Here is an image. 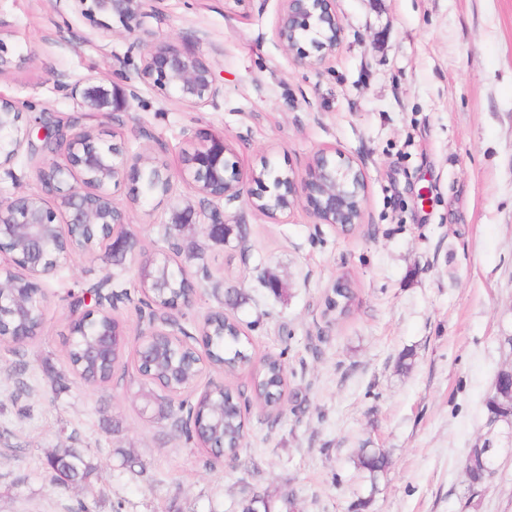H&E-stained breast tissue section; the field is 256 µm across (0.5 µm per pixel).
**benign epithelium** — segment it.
<instances>
[{
	"label": "benign epithelium",
	"instance_id": "obj_1",
	"mask_svg": "<svg viewBox=\"0 0 512 512\" xmlns=\"http://www.w3.org/2000/svg\"><path fill=\"white\" fill-rule=\"evenodd\" d=\"M80 11L89 16H116L135 22L141 28L151 17V0H73ZM343 34V24L336 13L335 0H280L275 26L278 42L288 51H298L301 63L316 67L336 53ZM310 43L312 51L301 48ZM139 83L161 91L187 107L201 109L217 105L224 96L213 66L203 54H188L166 42L143 45ZM86 99L112 105V111L124 112L130 101L138 98V87L90 83L80 90ZM21 113L13 103L0 97V160L7 163L22 150L32 151L37 144L31 129L21 124ZM38 124L46 127V138L55 142L52 152L45 154L49 163L37 171L41 183L58 194V208L64 220L56 221V212L47 207L41 196L23 193L0 203V256H7V265L0 264V310L9 298L22 301L33 293H43L41 280L59 267L72 261L79 251L69 247L46 257L45 245L55 237L70 238L75 226L88 228L102 244L122 237L123 254L138 261L141 267L167 266L170 257L160 258L139 248L138 239L125 230L127 216L112 200L111 186L124 180L136 183L144 176L162 188L163 195L172 191L174 182L181 181L202 196L212 208L197 210L186 207L174 213L167 237H176L182 224H201L205 231L224 226V211L220 202H235L243 194V177L237 162L229 159L233 150L222 135L202 130L189 134L192 146L182 155L179 168L156 165L143 167L148 154L135 163L122 147L112 144L103 151L100 140L91 131L76 129L69 122L45 118ZM250 181L259 190L250 193L249 206L279 220L295 207H303L319 224L336 228L362 221L366 177L361 165L351 158L335 156V151L322 149L312 158L305 171L276 175L268 169L251 172ZM97 336L94 354L112 358L113 336L117 330L100 322L94 325ZM159 336L178 341L181 326L170 318L164 327L137 338L135 357L142 364L151 353V345Z\"/></svg>",
	"mask_w": 512,
	"mask_h": 512
}]
</instances>
